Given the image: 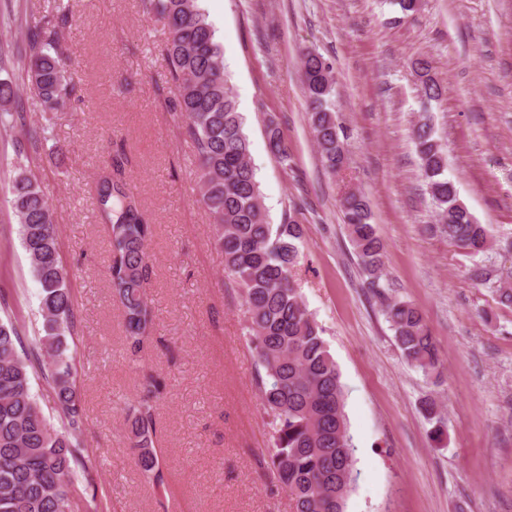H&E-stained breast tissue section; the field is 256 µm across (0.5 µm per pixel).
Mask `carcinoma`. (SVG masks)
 Returning a JSON list of instances; mask_svg holds the SVG:
<instances>
[{"label":"carcinoma","instance_id":"obj_1","mask_svg":"<svg viewBox=\"0 0 512 512\" xmlns=\"http://www.w3.org/2000/svg\"><path fill=\"white\" fill-rule=\"evenodd\" d=\"M140 6L143 14L168 28L172 103L195 149L200 202L215 226L225 270L242 293L259 367L261 401L272 429L267 469L288 491L293 512H345L355 480L354 448L340 373L323 328L309 312L294 278L301 258L302 225L292 218L283 224L268 221L249 161L243 117L224 72L223 50L199 0H140ZM68 22L65 8L55 19L29 29L23 43L0 51V62L12 58L44 112L62 111L75 94L68 57L58 38L59 28ZM299 63L317 152L328 172L339 173L348 157L336 123L330 66L310 50L301 53ZM413 67L424 96L441 98L444 90L428 76L429 62L418 58ZM17 93L15 81L0 79V125L12 127L23 120L21 112L11 109L18 104ZM24 135L35 147L53 139V128H28ZM266 139L269 150L288 163V145L273 119L266 125ZM412 139L420 178L439 217V231L471 254L494 249L491 229L475 220L448 178L447 157L428 118L414 125ZM9 192L23 247L40 286L41 329L31 352L22 357L18 328L11 318H0V512H62L83 500L86 508L97 509L93 475L100 461L77 440L84 414L69 342L75 326L74 296L59 259L54 212L23 150L12 163ZM93 199L95 216L107 226L110 282L136 354L153 330V312L144 292L152 228L137 198L110 173L95 182ZM340 208L368 286L378 289L384 245L371 222L369 203L361 193L347 190ZM495 293L500 304L512 306V275L496 278ZM385 314L407 363L440 378L438 349L422 312L408 301L391 299ZM36 371L46 382L58 426L45 416L32 393ZM162 389L160 381L150 380L146 399L127 417L135 464L158 485L163 483V470L153 440L154 402ZM79 472L92 488L88 501L79 494Z\"/></svg>","mask_w":512,"mask_h":512}]
</instances>
